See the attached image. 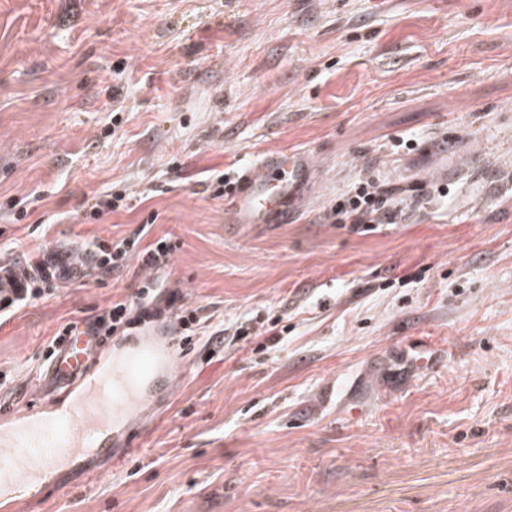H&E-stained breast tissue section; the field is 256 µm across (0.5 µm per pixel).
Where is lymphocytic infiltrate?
Listing matches in <instances>:
<instances>
[{"label": "lymphocytic infiltrate", "mask_w": 512, "mask_h": 512, "mask_svg": "<svg viewBox=\"0 0 512 512\" xmlns=\"http://www.w3.org/2000/svg\"><path fill=\"white\" fill-rule=\"evenodd\" d=\"M421 196L413 194L409 201L398 203L390 189L373 176L360 178L342 196L332 211L334 223L350 225L353 232L364 235L384 224L403 223L406 214L418 207ZM142 233L111 241L93 240L86 250L95 270L107 274L137 262L145 275L135 298L117 300L86 324L67 322L49 341L46 352L54 354L64 336L86 328L92 335L109 338L135 327L147 318L173 319L182 343L198 335L200 318L197 310L183 306L178 291L166 288L161 271L168 267L176 244L164 237L146 245ZM22 266L26 282L21 288L0 289V325L5 324L27 305L54 295L60 283L73 271L55 261L43 248L24 254Z\"/></svg>", "instance_id": "obj_1"}]
</instances>
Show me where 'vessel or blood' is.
I'll list each match as a JSON object with an SVG mask.
<instances>
[{
    "mask_svg": "<svg viewBox=\"0 0 512 512\" xmlns=\"http://www.w3.org/2000/svg\"><path fill=\"white\" fill-rule=\"evenodd\" d=\"M299 172L293 153L267 154L237 183L238 213L255 224L287 218ZM173 362L165 340L116 359L111 344L71 337L36 378L33 397L0 409V512H12L16 486L43 485L65 463L102 453L113 418L129 408V389L168 376Z\"/></svg>",
    "mask_w": 512,
    "mask_h": 512,
    "instance_id": "1",
    "label": "vessel or blood"
}]
</instances>
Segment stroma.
<instances>
[{
    "mask_svg": "<svg viewBox=\"0 0 512 512\" xmlns=\"http://www.w3.org/2000/svg\"><path fill=\"white\" fill-rule=\"evenodd\" d=\"M284 147L304 169L287 220L213 197V171ZM368 173L429 184L421 209L330 223ZM511 174L512 0H0V256L153 213L143 242H177L187 306L286 327L271 350L182 348L175 388L16 512H512V198L483 201ZM142 276L89 272L1 325L0 407L60 324Z\"/></svg>",
    "mask_w": 512,
    "mask_h": 512,
    "instance_id": "1",
    "label": "stroma"
}]
</instances>
